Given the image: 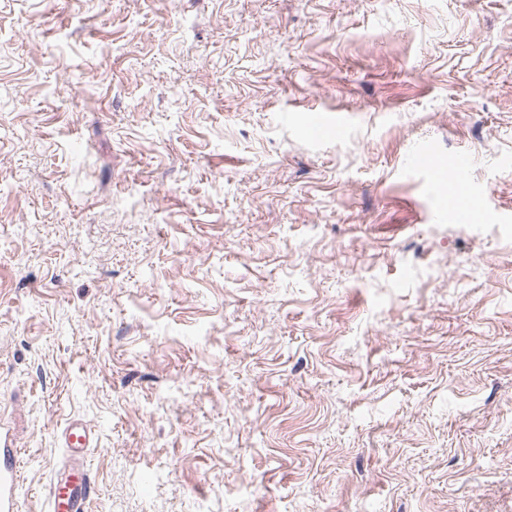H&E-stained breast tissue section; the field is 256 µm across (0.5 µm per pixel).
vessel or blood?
<instances>
[{
    "label": "vessel or blood",
    "instance_id": "1",
    "mask_svg": "<svg viewBox=\"0 0 512 512\" xmlns=\"http://www.w3.org/2000/svg\"><path fill=\"white\" fill-rule=\"evenodd\" d=\"M95 437L86 425L69 422L60 434L69 464L50 485L49 512H88L90 488L85 456ZM20 450L8 434L0 433V512H20Z\"/></svg>",
    "mask_w": 512,
    "mask_h": 512
}]
</instances>
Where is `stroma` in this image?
<instances>
[{
	"mask_svg": "<svg viewBox=\"0 0 512 512\" xmlns=\"http://www.w3.org/2000/svg\"><path fill=\"white\" fill-rule=\"evenodd\" d=\"M73 418L89 512H512V0H0L21 512Z\"/></svg>",
	"mask_w": 512,
	"mask_h": 512,
	"instance_id": "35a3bbf8",
	"label": "stroma"
}]
</instances>
